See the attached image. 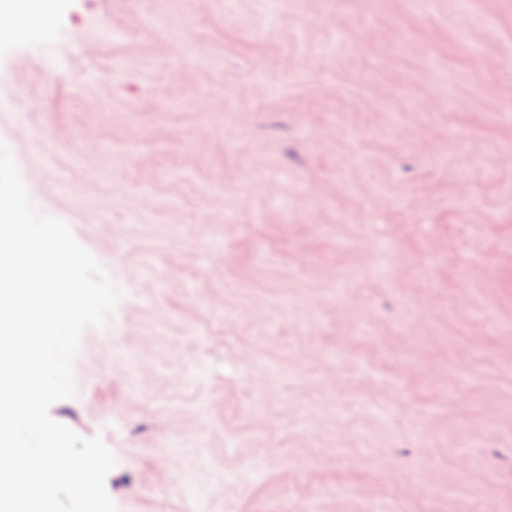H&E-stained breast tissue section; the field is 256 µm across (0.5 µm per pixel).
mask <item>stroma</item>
<instances>
[{"label": "stroma", "instance_id": "35a3bbf8", "mask_svg": "<svg viewBox=\"0 0 512 512\" xmlns=\"http://www.w3.org/2000/svg\"><path fill=\"white\" fill-rule=\"evenodd\" d=\"M0 140L118 512H512V0H62Z\"/></svg>", "mask_w": 512, "mask_h": 512}]
</instances>
